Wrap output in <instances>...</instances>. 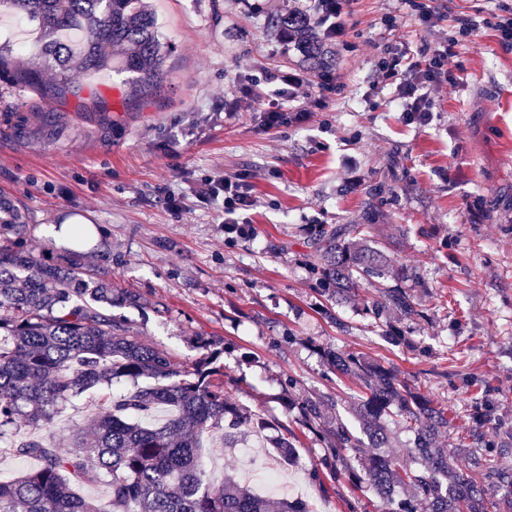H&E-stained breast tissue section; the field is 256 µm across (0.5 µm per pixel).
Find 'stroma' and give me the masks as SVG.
Listing matches in <instances>:
<instances>
[{"instance_id": "stroma-1", "label": "stroma", "mask_w": 512, "mask_h": 512, "mask_svg": "<svg viewBox=\"0 0 512 512\" xmlns=\"http://www.w3.org/2000/svg\"><path fill=\"white\" fill-rule=\"evenodd\" d=\"M158 35L169 47L157 89L133 96L125 75L73 72L80 96L46 101L0 79V196L25 212L34 244L61 255L50 226L82 217L101 230L111 259L88 251L116 287L136 292V307L113 308L144 339L192 365L205 340L230 381L233 403L258 411L242 446L255 449L305 490L311 512L378 504L368 481L336 479L319 461L322 429L289 411L300 396L326 394L324 424L354 423L357 381L329 371L325 349L353 352L394 367L398 376L446 406L455 425L469 409L471 378L492 392L495 416L512 418V46L499 40L501 8L512 0H422L433 25L408 16L400 0H345L346 29L329 41L330 76L344 88L312 106L307 120L259 128L254 113L224 116V97L270 69L301 68L294 43L264 23L282 6L310 0H152ZM477 30L458 37L457 17ZM451 38L452 87L433 95L429 124L408 123L396 68L375 85L379 47L411 57L425 40ZM98 94L111 123L79 119ZM52 112L53 125L13 132L12 116ZM252 175L255 206L242 212L251 232L227 237L224 202L198 201L202 179ZM393 192L374 209L380 181ZM180 199L179 210L165 202ZM367 220V236L390 266L416 273L424 312L410 322L387 315L373 329L364 307L371 288L334 302L312 269L311 244L326 225ZM418 345L402 351L386 331ZM295 432L299 466L282 462L276 439ZM215 485L232 476L261 481L238 450L203 454Z\"/></svg>"}]
</instances>
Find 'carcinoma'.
Returning a JSON list of instances; mask_svg holds the SVG:
<instances>
[{"label":"carcinoma","instance_id":"obj_1","mask_svg":"<svg viewBox=\"0 0 512 512\" xmlns=\"http://www.w3.org/2000/svg\"><path fill=\"white\" fill-rule=\"evenodd\" d=\"M4 10L20 14L40 37L26 61L0 46V74L12 73L47 100L75 93L68 78L74 69L126 73L140 93L162 77L168 48L146 0H0ZM267 26L296 33L309 69L324 72L331 65L324 33L310 15L285 7L268 16ZM48 70L58 76L52 84L43 79ZM365 229L338 224L320 231L314 270L326 285L322 293L340 301L356 288H373L377 296L367 305L373 319L394 312L412 320L419 303L405 288L383 286L389 265L367 243ZM139 303V295L114 287L76 250L46 260L21 212L0 201V453L38 462L0 481V512H308L287 498L259 496L230 476L220 486L207 481L204 440L233 442L232 429L253 414L225 397L224 367L203 359L181 369L168 351L109 312ZM327 364L359 380L365 394L354 403L358 427L338 419L327 431L321 467L351 478L356 462L380 501L407 489L420 498L423 512H512V445L505 441L512 420L492 421L486 387L471 396L469 426L458 443L470 471L481 477L477 483L437 444L452 426L447 408L411 391L392 369L352 353L331 351ZM121 382L126 390L112 393ZM89 391L100 395L94 429L77 430L72 447L19 433L22 424H51ZM328 406L324 395L295 402L309 425ZM162 407L171 410L163 422L141 421ZM395 426L413 434L409 453L420 468L400 470L392 457L370 452L392 447ZM104 478L105 500L82 494Z\"/></svg>","mask_w":512,"mask_h":512}]
</instances>
